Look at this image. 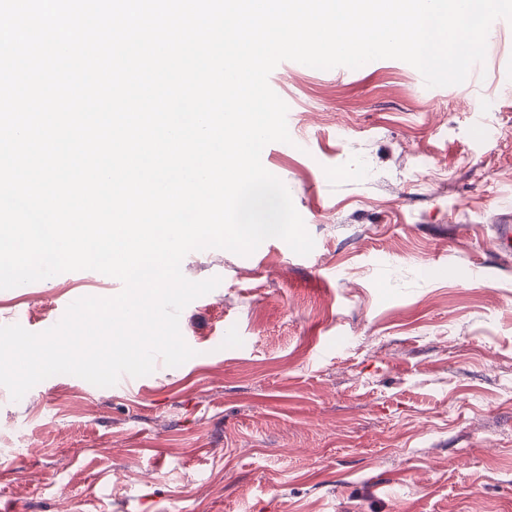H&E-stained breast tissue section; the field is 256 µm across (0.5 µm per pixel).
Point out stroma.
I'll list each match as a JSON object with an SVG mask.
<instances>
[{"instance_id":"35a3bbf8","label":"stroma","mask_w":512,"mask_h":512,"mask_svg":"<svg viewBox=\"0 0 512 512\" xmlns=\"http://www.w3.org/2000/svg\"><path fill=\"white\" fill-rule=\"evenodd\" d=\"M269 85L292 141L261 161L312 252L187 254V279L221 282L180 315L181 366L0 387V512H512V23L459 85L397 59L284 61ZM122 288L0 290V325Z\"/></svg>"}]
</instances>
